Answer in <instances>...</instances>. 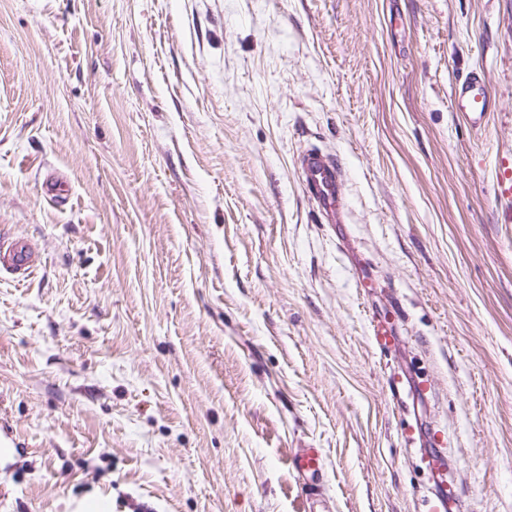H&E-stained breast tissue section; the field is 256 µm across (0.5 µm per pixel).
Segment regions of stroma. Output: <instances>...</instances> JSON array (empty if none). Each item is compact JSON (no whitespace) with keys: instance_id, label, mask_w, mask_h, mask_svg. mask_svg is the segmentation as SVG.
<instances>
[{"instance_id":"obj_1","label":"stroma","mask_w":512,"mask_h":512,"mask_svg":"<svg viewBox=\"0 0 512 512\" xmlns=\"http://www.w3.org/2000/svg\"><path fill=\"white\" fill-rule=\"evenodd\" d=\"M506 159L512 0H0V512H305L308 444L329 512H433L437 443L452 512H512ZM489 106L490 94L480 73L472 72L456 86L453 95L454 110L472 127L485 128L486 118L490 114ZM300 176L312 205L326 224H341L344 199L342 173L336 160L319 148L303 150L297 158ZM39 262L32 244L23 237L0 239V276L17 275L21 280L30 274ZM288 464L302 480V490L306 491L307 502L314 504L319 496L324 476L326 463L323 452L319 448H296L288 455ZM312 501V502H311Z\"/></svg>"}]
</instances>
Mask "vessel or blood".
Masks as SVG:
<instances>
[{
	"label": "vessel or blood",
	"instance_id": "b4317fda",
	"mask_svg": "<svg viewBox=\"0 0 512 512\" xmlns=\"http://www.w3.org/2000/svg\"><path fill=\"white\" fill-rule=\"evenodd\" d=\"M489 106L490 94L480 73H471L456 86L454 110L472 127H485ZM297 164L312 205L326 223H340L344 212L342 173L335 159L321 149L311 147L299 154ZM38 262V256L29 240L22 237L0 239V276L8 273L20 278L26 277ZM288 463L302 480L307 501H314L320 494L326 473L322 450L311 447L295 449L289 454Z\"/></svg>",
	"mask_w": 512,
	"mask_h": 512
}]
</instances>
